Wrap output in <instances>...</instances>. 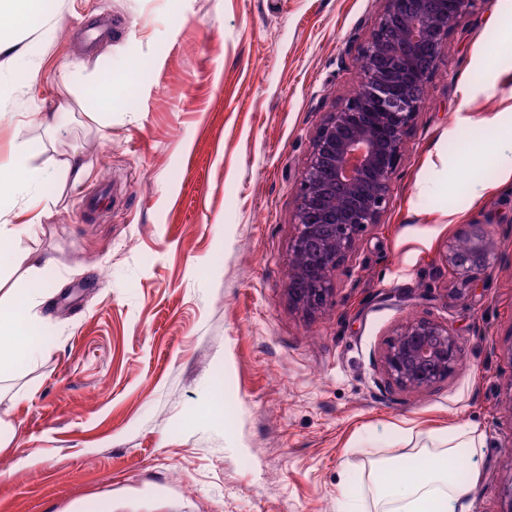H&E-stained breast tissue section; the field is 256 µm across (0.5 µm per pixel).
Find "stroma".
Wrapping results in <instances>:
<instances>
[{
  "instance_id": "stroma-1",
  "label": "stroma",
  "mask_w": 512,
  "mask_h": 512,
  "mask_svg": "<svg viewBox=\"0 0 512 512\" xmlns=\"http://www.w3.org/2000/svg\"><path fill=\"white\" fill-rule=\"evenodd\" d=\"M383 6L48 0L32 20L40 78L0 72V165L24 141L55 175L52 206L12 244L49 265L0 270V308L35 293L46 352L0 373V512H336L344 495L374 512L372 469L451 427L483 441L469 512H512V175L497 157L512 0H475L450 30L390 204L330 305L288 299L296 182L324 115L361 84ZM102 21L111 36L88 47ZM88 66L114 78L97 121L95 95L67 82ZM75 155L77 183L61 172ZM475 223L499 251L469 294L444 255ZM417 317L447 324L462 360L401 390L382 355Z\"/></svg>"
}]
</instances>
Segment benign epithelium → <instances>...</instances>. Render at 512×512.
<instances>
[{"label":"benign epithelium","mask_w":512,"mask_h":512,"mask_svg":"<svg viewBox=\"0 0 512 512\" xmlns=\"http://www.w3.org/2000/svg\"><path fill=\"white\" fill-rule=\"evenodd\" d=\"M472 0H385L362 48L360 88L321 121L296 183L287 293L305 312L323 309L334 292L336 270L355 252L362 232L380 222L391 198L402 147L441 60L448 32ZM345 204L335 206L336 191ZM466 244L447 245L445 261L456 278L477 281L497 255L483 224H472ZM459 338L428 318L411 319L395 332L383 355L395 386L428 390L459 365Z\"/></svg>","instance_id":"1"}]
</instances>
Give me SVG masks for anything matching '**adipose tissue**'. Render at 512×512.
Returning a JSON list of instances; mask_svg holds the SVG:
<instances>
[{
  "instance_id": "1",
  "label": "adipose tissue",
  "mask_w": 512,
  "mask_h": 512,
  "mask_svg": "<svg viewBox=\"0 0 512 512\" xmlns=\"http://www.w3.org/2000/svg\"><path fill=\"white\" fill-rule=\"evenodd\" d=\"M29 148L19 144L10 160L6 179L0 180V195H20L25 208L34 217L48 209L41 184L52 175L30 167ZM24 322L0 312V370L9 368L20 358L42 354ZM432 447L417 454L388 462L377 468L374 498L378 512H468L469 495L479 485L481 472L471 469L467 478H459L453 463L480 456L482 442L470 432L451 428L432 435Z\"/></svg>"
}]
</instances>
